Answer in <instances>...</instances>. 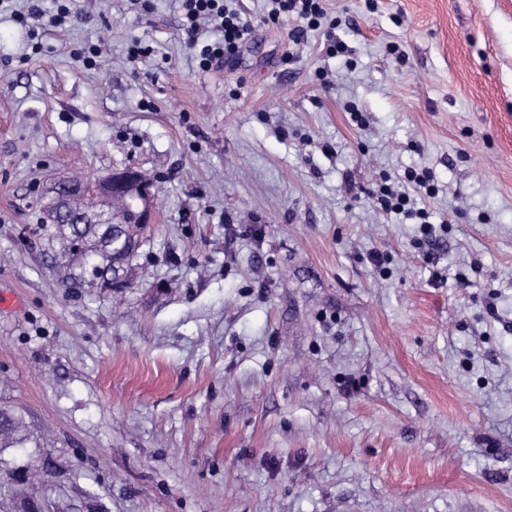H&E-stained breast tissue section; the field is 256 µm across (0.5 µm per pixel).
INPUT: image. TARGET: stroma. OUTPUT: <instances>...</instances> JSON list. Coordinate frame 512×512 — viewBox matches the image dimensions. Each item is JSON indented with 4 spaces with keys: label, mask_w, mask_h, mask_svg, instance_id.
I'll list each match as a JSON object with an SVG mask.
<instances>
[{
    "label": "stroma",
    "mask_w": 512,
    "mask_h": 512,
    "mask_svg": "<svg viewBox=\"0 0 512 512\" xmlns=\"http://www.w3.org/2000/svg\"><path fill=\"white\" fill-rule=\"evenodd\" d=\"M62 1L0 6V512H512V0H324L299 44L230 0L208 71L181 0ZM127 167L158 221L102 281L44 200ZM422 168L432 244L374 202ZM186 8V22L182 24L183 33L190 44L199 39L200 22L214 21L223 32L222 38L202 47L199 67L210 69L215 65L230 62L237 56L241 45L248 40L250 27L242 22L240 16L224 3L227 0H182Z\"/></svg>",
    "instance_id": "stroma-1"
}]
</instances>
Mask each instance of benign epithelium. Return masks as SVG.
Returning <instances> with one entry per match:
<instances>
[{
	"instance_id": "7a95c632",
	"label": "benign epithelium",
	"mask_w": 512,
	"mask_h": 512,
	"mask_svg": "<svg viewBox=\"0 0 512 512\" xmlns=\"http://www.w3.org/2000/svg\"><path fill=\"white\" fill-rule=\"evenodd\" d=\"M77 191L84 202L82 220L86 224H106V206L110 197L129 196L132 223L144 229L153 223L154 210L150 182L135 168H124L105 176L90 177L79 183Z\"/></svg>"
}]
</instances>
